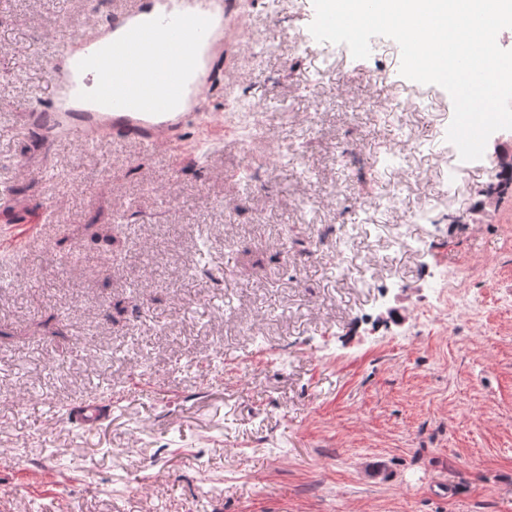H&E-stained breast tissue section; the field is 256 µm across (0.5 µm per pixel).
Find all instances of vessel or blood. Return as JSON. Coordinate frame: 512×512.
<instances>
[{
    "mask_svg": "<svg viewBox=\"0 0 512 512\" xmlns=\"http://www.w3.org/2000/svg\"><path fill=\"white\" fill-rule=\"evenodd\" d=\"M234 0H124L92 38L75 36L59 46L54 92L31 126L64 129L85 144L120 141L155 150L193 122L220 124L201 101L223 68L218 49ZM103 405L85 402L70 411L87 426L105 419Z\"/></svg>",
    "mask_w": 512,
    "mask_h": 512,
    "instance_id": "b4317fda",
    "label": "vessel or blood"
}]
</instances>
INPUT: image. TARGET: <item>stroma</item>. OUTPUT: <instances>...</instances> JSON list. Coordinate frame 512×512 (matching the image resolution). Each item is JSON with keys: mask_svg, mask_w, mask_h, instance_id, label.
<instances>
[{"mask_svg": "<svg viewBox=\"0 0 512 512\" xmlns=\"http://www.w3.org/2000/svg\"><path fill=\"white\" fill-rule=\"evenodd\" d=\"M116 6L0 0V232L34 227L0 253V512H512V190L486 192L512 129L460 164L394 40L357 59L312 0H240L223 130L133 164L45 144L55 49ZM84 399L109 418L71 424Z\"/></svg>", "mask_w": 512, "mask_h": 512, "instance_id": "stroma-1", "label": "stroma"}]
</instances>
